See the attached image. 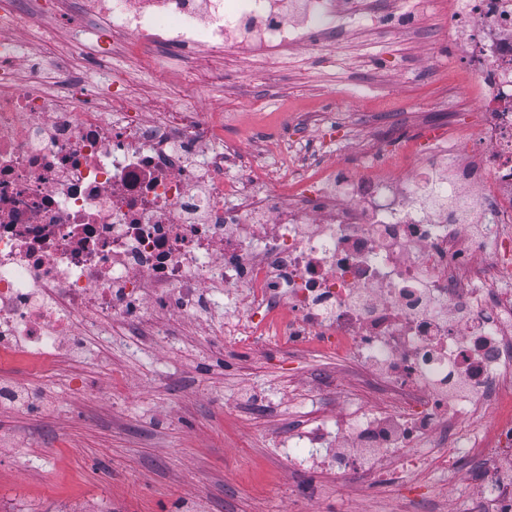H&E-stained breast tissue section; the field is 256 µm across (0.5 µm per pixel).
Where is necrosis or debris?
<instances>
[{
	"instance_id": "4bbe7bcc",
	"label": "necrosis or debris",
	"mask_w": 512,
	"mask_h": 512,
	"mask_svg": "<svg viewBox=\"0 0 512 512\" xmlns=\"http://www.w3.org/2000/svg\"><path fill=\"white\" fill-rule=\"evenodd\" d=\"M360 0H0V355L57 361L83 333L120 321L168 335L223 285L224 335L241 347L274 336L318 341L346 360L377 404H346L335 426L298 437L288 466L350 443L337 468L440 471L479 485L475 512H512V417L477 424L512 390V0H448V47L472 73L481 108L476 152L444 149L384 178L344 164L290 181L229 179L247 146L191 93L149 119L122 79L73 74L43 18H77L130 51L178 47L221 57L292 43L315 54L328 14ZM63 63L58 87L22 78L27 33ZM167 320H159L158 312Z\"/></svg>"
}]
</instances>
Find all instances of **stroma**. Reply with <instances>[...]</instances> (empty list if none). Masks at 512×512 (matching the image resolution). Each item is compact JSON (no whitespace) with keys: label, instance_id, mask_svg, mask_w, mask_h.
Here are the masks:
<instances>
[{"label":"stroma","instance_id":"1","mask_svg":"<svg viewBox=\"0 0 512 512\" xmlns=\"http://www.w3.org/2000/svg\"><path fill=\"white\" fill-rule=\"evenodd\" d=\"M411 18L399 27L378 12L338 27L326 56L290 45L200 55L197 71L224 75L197 91L211 108L207 118L223 121L225 138L253 145L273 178L286 158L310 153L289 140L286 114L331 113L341 157L355 168L376 164L360 143L387 140L386 166L394 169L438 150L421 124L450 110L452 149L471 154L479 115L465 93L468 72L448 57L442 6L421 0ZM85 43V77L122 73L153 119L161 117L160 99L186 91L178 55L161 69L128 54L105 65L94 36ZM272 57L273 79H248ZM227 304L215 290L206 313L173 321L161 342L117 323L111 335H85L66 362L0 361V387L42 397L36 408L0 405V499L20 501L26 512H411L377 476L344 484L326 460L305 475L289 468V434L333 419L360 394L359 382L327 352L225 343ZM422 484L427 512H438L446 497L457 512L477 505L476 484L452 486L439 474Z\"/></svg>","mask_w":512,"mask_h":512}]
</instances>
